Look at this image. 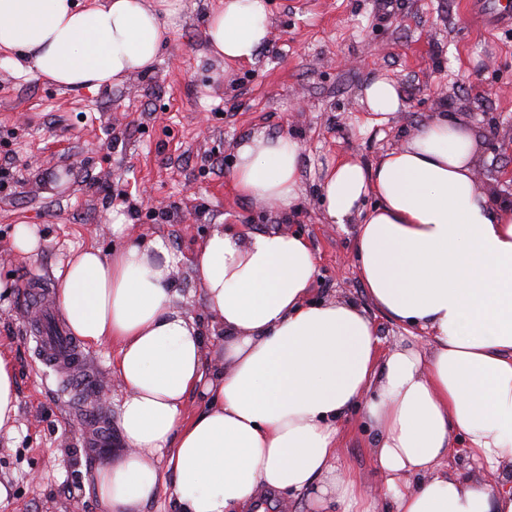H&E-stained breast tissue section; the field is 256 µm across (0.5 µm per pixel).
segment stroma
Returning a JSON list of instances; mask_svg holds the SVG:
<instances>
[{"instance_id":"obj_1","label":"stroma","mask_w":512,"mask_h":512,"mask_svg":"<svg viewBox=\"0 0 512 512\" xmlns=\"http://www.w3.org/2000/svg\"><path fill=\"white\" fill-rule=\"evenodd\" d=\"M268 43L254 62L213 56L206 18L221 0H174V32L152 71L121 84L72 89L17 71L0 51V350L15 366L19 407L0 430V512H102L98 464L119 449L122 394L111 389L115 347L84 345L93 403L113 439L90 441L57 375L38 359L25 300L30 283L57 293L55 270L73 250L102 252L167 239L184 260L175 303L208 325L203 289L188 260L213 225L236 234L277 230L309 241L317 259L311 300H349L375 324L382 350L424 348L381 313L356 269L355 225L327 223L319 192L327 165L373 166L419 125L445 110L462 115L478 145L475 180L490 195L512 194V28L491 25L466 0H266ZM353 67L341 66L343 58ZM393 80L404 100L383 125L360 103L364 85ZM305 111H296L295 98ZM290 134L300 143L302 194L288 212L237 195L229 183L239 144L254 133ZM122 218L126 233L113 235ZM43 239L33 257L11 245L14 225ZM336 425L338 463L365 485L377 483L378 432L359 406Z\"/></svg>"}]
</instances>
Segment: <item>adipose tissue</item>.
Listing matches in <instances>:
<instances>
[{"mask_svg": "<svg viewBox=\"0 0 512 512\" xmlns=\"http://www.w3.org/2000/svg\"><path fill=\"white\" fill-rule=\"evenodd\" d=\"M169 0H0V49L18 68L97 89L151 70L172 37ZM266 0H224L207 22L212 54L254 61L269 40ZM361 102L374 123L404 107L380 77ZM477 141L440 112L372 167L325 170V218L350 223L359 274L375 305L428 331L432 352H379L371 321L346 301H309L316 255L298 235L248 238L216 225L190 265L224 342L207 366L200 326L173 302L181 258L166 239L104 254L81 251L56 273L62 316L86 342L116 345L124 392L121 448L102 463L104 512H139L171 486L174 512H264L265 498L312 490L317 512H376L351 471L332 466L336 418L353 405L380 431L376 462L396 512H512V197L475 184ZM300 145L253 135L237 148L230 184L257 203L290 209L302 193ZM377 203L362 210L366 196ZM198 395L205 409L185 419ZM490 473L445 470L451 433Z\"/></svg>", "mask_w": 512, "mask_h": 512, "instance_id": "obj_1", "label": "adipose tissue"}]
</instances>
